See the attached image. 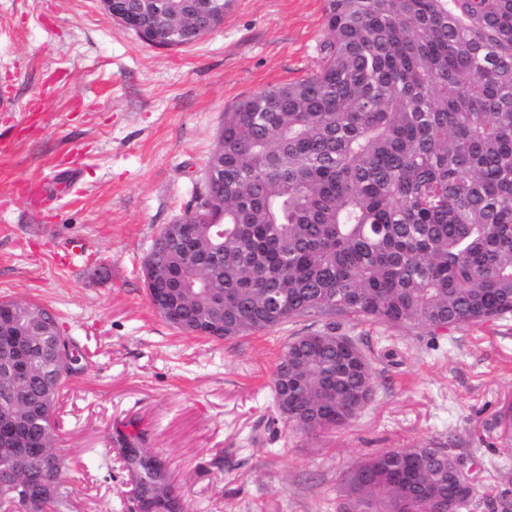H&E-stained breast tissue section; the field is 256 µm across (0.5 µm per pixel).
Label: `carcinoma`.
<instances>
[{
  "instance_id": "obj_1",
  "label": "carcinoma",
  "mask_w": 512,
  "mask_h": 512,
  "mask_svg": "<svg viewBox=\"0 0 512 512\" xmlns=\"http://www.w3.org/2000/svg\"><path fill=\"white\" fill-rule=\"evenodd\" d=\"M178 45L197 11L225 0H161ZM327 37L305 78L224 112L217 146L190 204L191 235L166 224L152 243L147 293L158 315L193 337L230 340L287 320L324 328L289 338L273 405L305 435L347 427L372 400L367 354L334 318L413 324L436 336L512 315V0H325ZM12 311L15 368L0 370L4 437L53 445L54 399L84 371L59 317L33 301ZM53 319L52 335L35 315ZM123 457L137 512H185L138 433ZM471 456L434 443L351 464L337 512H463L479 493ZM58 468L3 476L27 482V512H61ZM45 480L53 492L41 491Z\"/></svg>"
}]
</instances>
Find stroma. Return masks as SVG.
<instances>
[{"label":"stroma","mask_w":512,"mask_h":512,"mask_svg":"<svg viewBox=\"0 0 512 512\" xmlns=\"http://www.w3.org/2000/svg\"><path fill=\"white\" fill-rule=\"evenodd\" d=\"M324 0H234L223 26L159 49L99 0H0V299L55 310L85 372L64 388L54 446L65 512H130L112 446L139 430L166 461L187 512H336L348 465L393 448L453 442L512 500V317L444 336L337 319L376 371L342 430L304 435L273 407L285 322L232 340L187 337L151 306L143 261L181 218L224 113L315 69ZM45 190L32 211L26 184Z\"/></svg>","instance_id":"stroma-1"}]
</instances>
